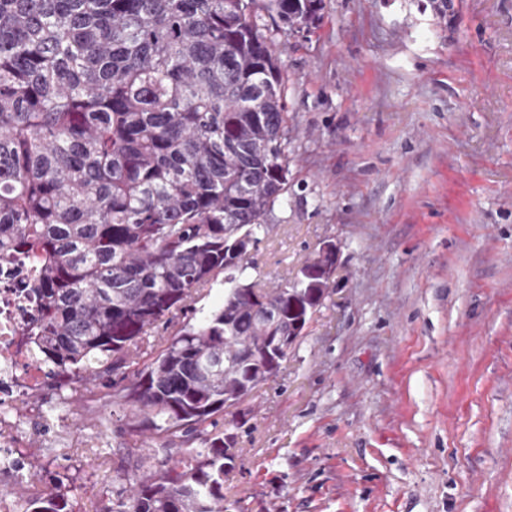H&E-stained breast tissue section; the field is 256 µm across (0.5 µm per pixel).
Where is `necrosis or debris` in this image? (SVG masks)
I'll use <instances>...</instances> for the list:
<instances>
[{
  "instance_id": "4bbe7bcc",
  "label": "necrosis or debris",
  "mask_w": 512,
  "mask_h": 512,
  "mask_svg": "<svg viewBox=\"0 0 512 512\" xmlns=\"http://www.w3.org/2000/svg\"><path fill=\"white\" fill-rule=\"evenodd\" d=\"M40 277L37 254L0 265V473L16 479L32 474L33 464L21 456L24 438L15 421L4 417L28 393L41 390L49 380L47 369L22 343V332L37 314L35 285Z\"/></svg>"
}]
</instances>
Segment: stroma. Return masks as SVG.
Masks as SVG:
<instances>
[{
  "instance_id": "35a3bbf8",
  "label": "stroma",
  "mask_w": 512,
  "mask_h": 512,
  "mask_svg": "<svg viewBox=\"0 0 512 512\" xmlns=\"http://www.w3.org/2000/svg\"><path fill=\"white\" fill-rule=\"evenodd\" d=\"M324 0L279 32L286 199L250 253L261 287L327 242L329 294L278 373L218 415L237 434L228 512H512V0ZM172 334L111 376L128 385ZM29 432L39 488L83 512L159 443L137 408L62 386Z\"/></svg>"
}]
</instances>
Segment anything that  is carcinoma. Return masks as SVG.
Masks as SVG:
<instances>
[{
	"label": "carcinoma",
	"mask_w": 512,
	"mask_h": 512,
	"mask_svg": "<svg viewBox=\"0 0 512 512\" xmlns=\"http://www.w3.org/2000/svg\"><path fill=\"white\" fill-rule=\"evenodd\" d=\"M276 29L317 27L323 0H0V260L37 250L40 317L26 342L87 386L156 323L160 355L116 396L136 431L185 437L279 370L267 337L303 335L330 283L261 291L224 235L258 240L288 194V112ZM224 289L193 323L192 293ZM166 459L98 512H224L236 437ZM24 512H75L54 484Z\"/></svg>",
	"instance_id": "1"
}]
</instances>
